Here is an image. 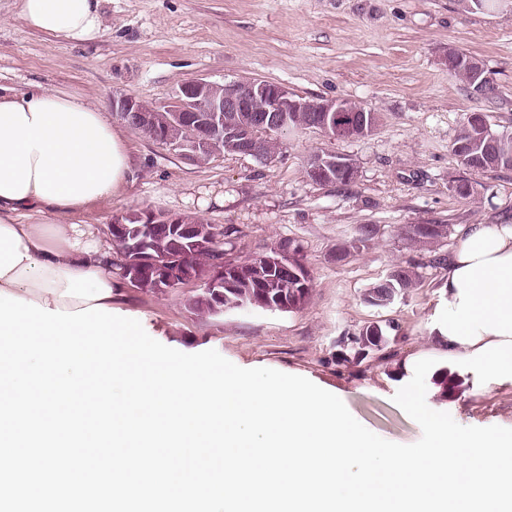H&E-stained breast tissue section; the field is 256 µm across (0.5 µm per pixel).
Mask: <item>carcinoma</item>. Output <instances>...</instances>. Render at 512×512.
Returning a JSON list of instances; mask_svg holds the SVG:
<instances>
[{
	"instance_id": "carcinoma-1",
	"label": "carcinoma",
	"mask_w": 512,
	"mask_h": 512,
	"mask_svg": "<svg viewBox=\"0 0 512 512\" xmlns=\"http://www.w3.org/2000/svg\"><path fill=\"white\" fill-rule=\"evenodd\" d=\"M465 52L448 61V74L464 82L468 81ZM487 119L482 112L466 114L461 122L451 149L463 167L473 171L512 170V132H498L492 136L486 132ZM321 179L326 184L346 186L356 178V171L334 163L338 155H330ZM122 223L110 226V246L117 265L123 270L122 279H130L126 270L132 259L130 246L137 225L127 216ZM447 233L445 225L428 222L407 224L404 234L411 241L432 247ZM224 248V230L215 224H202L189 214H177L174 224L152 225L150 260L139 264L138 288L149 292H163L172 287L168 283L167 269L178 267L187 276L202 282V292L187 299L189 309L217 314L236 308L272 307L291 311L302 306L312 288V279L300 250L295 249L288 257V265L294 273L272 270L261 264L257 257L239 263H220ZM418 274L415 267L397 266L387 277L369 288L366 301L374 306H384L393 298L415 288ZM359 358L367 350H379L388 342L381 325L369 324L354 338ZM433 384L439 388V397L452 395L457 387L455 376L441 368L432 375Z\"/></svg>"
}]
</instances>
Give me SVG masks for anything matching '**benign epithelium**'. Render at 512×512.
Here are the masks:
<instances>
[{
    "mask_svg": "<svg viewBox=\"0 0 512 512\" xmlns=\"http://www.w3.org/2000/svg\"><path fill=\"white\" fill-rule=\"evenodd\" d=\"M467 67L473 89L485 94L491 78L483 63L471 58ZM112 111L124 117L134 113L139 128L186 131V138L176 141L174 148L200 162L202 152L215 150L227 137L233 140L238 153L259 158L270 150V144L263 141L259 132L274 124L289 126L296 122L334 139L336 113L369 112L371 108L348 98L298 97L281 85L258 79L219 84L192 78L181 83L175 102L169 106H152L132 96H122L112 101ZM226 112L247 113L248 126L225 124Z\"/></svg>",
    "mask_w": 512,
    "mask_h": 512,
    "instance_id": "obj_1",
    "label": "benign epithelium"
}]
</instances>
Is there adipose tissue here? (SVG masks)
Masks as SVG:
<instances>
[{
	"label": "adipose tissue",
	"mask_w": 512,
	"mask_h": 512,
	"mask_svg": "<svg viewBox=\"0 0 512 512\" xmlns=\"http://www.w3.org/2000/svg\"><path fill=\"white\" fill-rule=\"evenodd\" d=\"M101 0H18L34 31L74 42L102 32ZM132 168L121 131L83 97L0 88V291L42 307H112L120 281L92 225L75 216L118 197ZM51 211L64 224L28 223ZM435 324L449 362L512 384V224H460Z\"/></svg>",
	"instance_id": "ef3b65f1"
}]
</instances>
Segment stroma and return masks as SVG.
I'll return each instance as SVG.
<instances>
[{
    "label": "stroma",
    "instance_id": "1",
    "mask_svg": "<svg viewBox=\"0 0 512 512\" xmlns=\"http://www.w3.org/2000/svg\"><path fill=\"white\" fill-rule=\"evenodd\" d=\"M102 33L75 44L27 29L14 0H0V85L79 93L111 110L130 95L171 102L190 78L217 83L259 79L303 98H349L380 114L366 137L332 140L316 130L290 134L273 160L227 153L200 163L133 129L124 134L133 176L123 195L95 207L84 223L108 241L115 218L137 209L189 213L224 229V259L241 262L288 244L313 278L306 303L280 312L196 313L189 283L162 293L123 284L119 307L160 343L184 353L213 349L233 364L302 376L338 396L368 430L412 444L422 430L393 400L416 362L447 356L429 336L444 316L445 235L426 249L405 239V224L512 221V171H469L451 150L465 113L484 112L493 129L512 130V12L462 11L456 0H102ZM456 47L485 66L497 85L485 98L449 76L441 55ZM352 158L349 185H321L306 174L317 151ZM470 180L476 199L451 188ZM375 235L357 243L360 225ZM351 244L343 260L334 254ZM417 264L419 283L385 306L368 289L394 267ZM389 342L354 359L353 340L370 323ZM426 402L463 426L512 428V386L462 378L449 399L428 388Z\"/></svg>",
    "mask_w": 512,
    "mask_h": 512
}]
</instances>
